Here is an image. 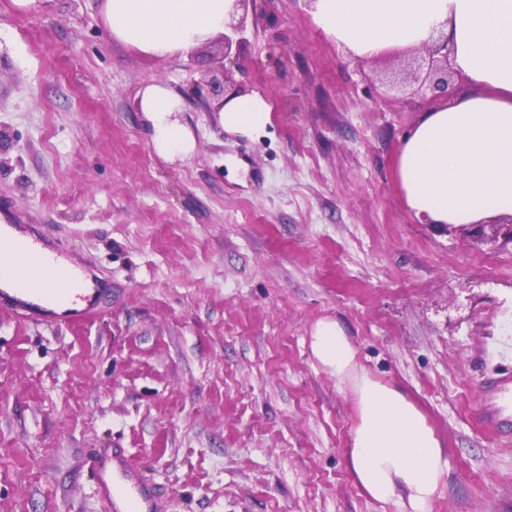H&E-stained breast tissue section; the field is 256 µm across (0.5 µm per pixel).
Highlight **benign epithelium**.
<instances>
[{
	"instance_id": "obj_1",
	"label": "benign epithelium",
	"mask_w": 512,
	"mask_h": 512,
	"mask_svg": "<svg viewBox=\"0 0 512 512\" xmlns=\"http://www.w3.org/2000/svg\"><path fill=\"white\" fill-rule=\"evenodd\" d=\"M264 0H237L238 5L243 10V14L238 20L227 25L229 31L221 37V50L214 55L216 70L221 75H226L228 66H240L241 50L245 43V38L241 34L247 26L257 27L262 17L260 9ZM450 51L448 48V37L440 34L426 46V56L419 57L409 55L400 60L397 67L383 72L376 76L373 82L382 85L406 86L419 84V86L428 87L433 93L440 96H448V86L461 80L449 60ZM472 236L478 239L485 238V229L492 231L491 238H502L506 243L512 244V219L503 224H469L467 225Z\"/></svg>"
}]
</instances>
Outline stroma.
Returning <instances> with one entry per match:
<instances>
[{
  "label": "stroma",
  "mask_w": 512,
  "mask_h": 512,
  "mask_svg": "<svg viewBox=\"0 0 512 512\" xmlns=\"http://www.w3.org/2000/svg\"><path fill=\"white\" fill-rule=\"evenodd\" d=\"M230 75L274 107L254 137L202 97L216 42L159 59L108 38L99 0H0V223L41 224L112 280L78 326L0 309V512H104L88 458L124 448L158 512H398L349 468L350 390L313 358L337 320L448 458L430 512H512V439L482 418L512 328V246L417 223L395 162L436 100L369 80L307 0H266ZM161 82L196 146L157 156Z\"/></svg>",
  "instance_id": "obj_1"
}]
</instances>
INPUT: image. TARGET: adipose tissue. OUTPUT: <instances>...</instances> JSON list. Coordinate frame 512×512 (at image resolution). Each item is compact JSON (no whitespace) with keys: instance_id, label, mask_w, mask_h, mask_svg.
Masks as SVG:
<instances>
[{"instance_id":"obj_1","label":"adipose tissue","mask_w":512,"mask_h":512,"mask_svg":"<svg viewBox=\"0 0 512 512\" xmlns=\"http://www.w3.org/2000/svg\"><path fill=\"white\" fill-rule=\"evenodd\" d=\"M312 14L328 38L362 60L447 32L452 66L470 90L427 112L403 141L396 172L404 203L422 224L512 217V0H314ZM101 15L109 38L166 58L223 34L239 11L235 0H102ZM138 97L156 154L170 162L191 154L195 140L179 118L181 98L162 83ZM272 111L263 96L245 93L227 98L219 114L227 132L253 136L267 128ZM310 349L355 397L348 460L362 490L400 512H430L448 459L424 414L359 367L337 320L314 326Z\"/></svg>"}]
</instances>
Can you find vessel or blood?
Listing matches in <instances>:
<instances>
[{
  "label": "vessel or blood",
  "mask_w": 512,
  "mask_h": 512,
  "mask_svg": "<svg viewBox=\"0 0 512 512\" xmlns=\"http://www.w3.org/2000/svg\"><path fill=\"white\" fill-rule=\"evenodd\" d=\"M11 241L9 253L0 255V265L19 268L33 265L42 285L29 284L24 277L0 278V304L27 318L40 321L79 323L98 313L107 295L106 282L95 273L68 262L63 252L45 242L34 227L1 224L0 238ZM485 420L500 431L512 430V376L502 372L489 378L483 388ZM117 474L96 469L99 493L112 512H152L159 496L123 458H115Z\"/></svg>",
  "instance_id": "b4317fda"
}]
</instances>
